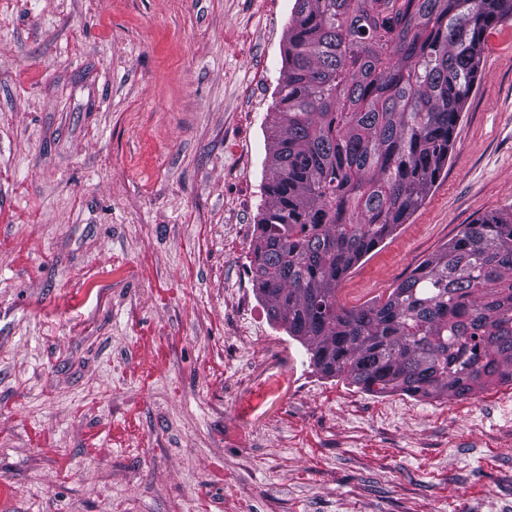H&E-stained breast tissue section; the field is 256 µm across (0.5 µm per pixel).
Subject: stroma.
<instances>
[{
	"instance_id": "35a3bbf8",
	"label": "stroma",
	"mask_w": 512,
	"mask_h": 512,
	"mask_svg": "<svg viewBox=\"0 0 512 512\" xmlns=\"http://www.w3.org/2000/svg\"><path fill=\"white\" fill-rule=\"evenodd\" d=\"M294 0H0V496L9 512H512L511 384L322 374L249 272ZM512 216V16L439 178L338 286ZM501 422L496 424L490 432L481 430L478 435L482 438L492 436L496 438L502 448L512 447V393L503 397L498 404Z\"/></svg>"
}]
</instances>
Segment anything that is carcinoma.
Segmentation results:
<instances>
[{
	"mask_svg": "<svg viewBox=\"0 0 512 512\" xmlns=\"http://www.w3.org/2000/svg\"><path fill=\"white\" fill-rule=\"evenodd\" d=\"M512 0H295L249 270L328 376L466 399L512 382V219L466 224L387 298L336 287L422 204Z\"/></svg>",
	"mask_w": 512,
	"mask_h": 512,
	"instance_id": "cac0c4a2",
	"label": "carcinoma"
}]
</instances>
